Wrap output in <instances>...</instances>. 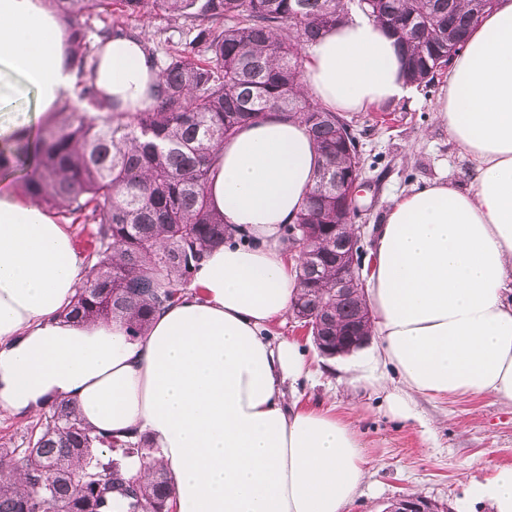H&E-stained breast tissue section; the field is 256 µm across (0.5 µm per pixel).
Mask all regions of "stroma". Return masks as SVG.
<instances>
[{
	"label": "stroma",
	"mask_w": 512,
	"mask_h": 512,
	"mask_svg": "<svg viewBox=\"0 0 512 512\" xmlns=\"http://www.w3.org/2000/svg\"><path fill=\"white\" fill-rule=\"evenodd\" d=\"M125 25L148 33L161 56L196 34L160 12L128 19ZM440 88L436 82L348 115L364 161L365 184L357 197L364 250H371L389 206L411 188L433 181L467 184L472 162L437 118ZM271 333L300 340L308 353L315 376L299 381L295 396L304 404H323L351 422L364 446L367 476L346 512H385L402 493L431 499L450 512H492L476 489L499 468L512 466V406L489 397L418 396L412 404L416 420L405 421L389 411L383 389L358 379L377 341L350 356L328 358L318 353L311 337L301 335L291 317Z\"/></svg>",
	"instance_id": "35a3bbf8"
}]
</instances>
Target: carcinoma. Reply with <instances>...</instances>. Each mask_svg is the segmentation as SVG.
<instances>
[{
  "label": "carcinoma",
  "mask_w": 512,
  "mask_h": 512,
  "mask_svg": "<svg viewBox=\"0 0 512 512\" xmlns=\"http://www.w3.org/2000/svg\"><path fill=\"white\" fill-rule=\"evenodd\" d=\"M51 2L67 24L70 66L94 114L63 96L62 119L0 138V173L26 171L29 198L83 217L93 279L76 289L64 317L121 320L137 336L179 300L206 253L231 238L205 187L214 151L239 127L269 112L304 123L323 163L296 223L314 231L348 223L352 201L336 192V175L358 162L336 113L302 90L303 46L356 9L395 37L408 81L428 87L495 0ZM156 11L173 22L193 19L198 33L167 54L153 106L117 112L95 86L102 50L121 34L123 18ZM106 16L113 21L94 29ZM92 31L99 41L89 39ZM328 264L322 257L304 266L293 306L328 319L322 340L334 346L336 333L358 326L366 299L336 288ZM35 427L25 448L0 443V512H173L166 472L144 476L128 463L147 457L144 438L98 436L64 401L40 411Z\"/></svg>",
  "instance_id": "obj_1"
}]
</instances>
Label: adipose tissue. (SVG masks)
I'll use <instances>...</instances> for the list:
<instances>
[{
	"mask_svg": "<svg viewBox=\"0 0 512 512\" xmlns=\"http://www.w3.org/2000/svg\"><path fill=\"white\" fill-rule=\"evenodd\" d=\"M65 24L43 0H0V109L34 94L50 117L75 81ZM306 93L338 112L407 96L394 39L352 15L304 46ZM156 69L112 38L95 83L123 110L149 105ZM439 120L473 160L468 185L434 182L387 210L367 297L378 356L398 375L386 399L490 397L512 405V0H497L455 59ZM307 128L271 113L215 156L206 186L235 241L212 248L190 291L130 337L117 320H64L86 269L67 225L0 189V413L69 402L92 430L145 437L177 512H345L364 479L363 445L329 410L288 400L311 378L302 345L270 330L297 292L282 229L312 190Z\"/></svg>",
	"mask_w": 512,
	"mask_h": 512,
	"instance_id": "1",
	"label": "adipose tissue"
}]
</instances>
